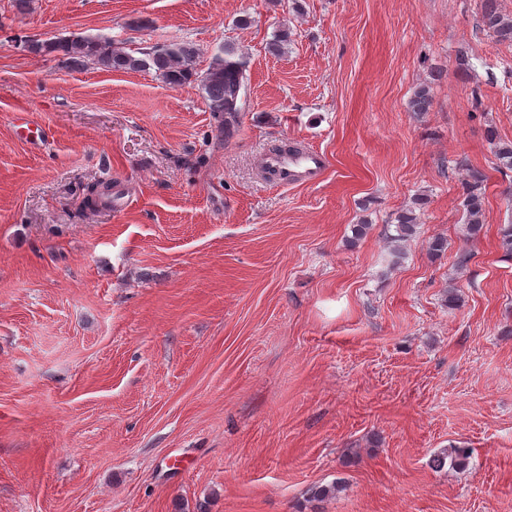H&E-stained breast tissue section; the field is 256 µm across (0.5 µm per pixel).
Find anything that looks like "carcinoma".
<instances>
[{
	"label": "carcinoma",
	"mask_w": 512,
	"mask_h": 512,
	"mask_svg": "<svg viewBox=\"0 0 512 512\" xmlns=\"http://www.w3.org/2000/svg\"><path fill=\"white\" fill-rule=\"evenodd\" d=\"M478 28L499 42H512V16L500 10L497 0H482ZM24 45L33 53H58L62 63L68 66H83L91 61L111 70L153 69L171 88L197 81L208 109L224 125V139H232L239 130L242 112L246 108L247 60L238 54L232 43L224 44L213 55L208 69L201 75L195 69L199 50L187 41L157 45L141 57L113 45L111 39L101 37L27 40ZM431 106L429 88L418 87L409 101L411 111L423 114L430 111ZM484 181L482 172L470 168L466 169L462 179L461 207L465 215V231L473 240L479 238L485 225ZM395 220L396 234L390 237V252L396 264L402 257V244L416 234L418 217L415 209L407 208L398 213ZM469 458V449L451 445L437 456L435 463L440 466L449 459L453 466L464 469Z\"/></svg>",
	"instance_id": "1"
}]
</instances>
